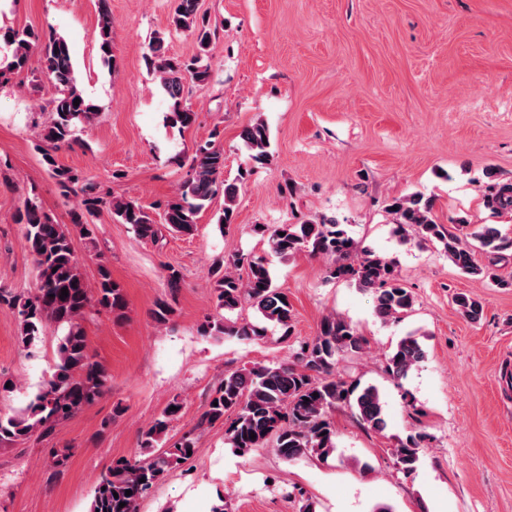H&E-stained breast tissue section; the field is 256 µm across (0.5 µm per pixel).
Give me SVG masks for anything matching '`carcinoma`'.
Here are the masks:
<instances>
[{
  "mask_svg": "<svg viewBox=\"0 0 512 512\" xmlns=\"http://www.w3.org/2000/svg\"><path fill=\"white\" fill-rule=\"evenodd\" d=\"M97 3L96 39L102 62L110 66L113 64L112 14L108 0H97ZM169 25L177 32L191 33L196 39L197 53L190 58L169 56L158 38L150 44L148 63L159 74L164 94L171 101V125L186 129L196 122L197 113L184 101L185 87L189 82L202 85L211 80L208 52L215 31L199 12V0H176ZM1 39L14 45V52L12 59L0 69V80L7 82L11 76L33 69L32 55L36 51V71L55 86L56 95L49 103L50 118L42 134L49 147L43 150L42 158L60 196L78 199L72 224L84 233V238L92 241L93 219L107 209L119 223L131 225L138 237L157 241L158 224L143 206L102 192L95 183L83 181L78 173L56 162L55 152L78 144L80 126L91 122L99 113V106L87 99L77 86L67 41L52 30L39 33L31 29L0 31ZM77 98L80 103L76 106ZM265 137H270V133L262 122L243 130L241 139L248 164L233 181L224 178V150L210 141L198 145L187 178L164 208V223L169 230L181 235L194 234L197 215L221 193L224 210L218 218L219 230L228 231L235 221L241 182L254 168L271 162L270 144L263 142ZM483 200L497 214L512 212V183L489 181ZM386 210L393 216L396 233L403 235L411 230L424 240L436 241L462 273L481 276L499 288H512V279H505L494 270L507 254H512V235L502 231L499 225L484 224L462 235L451 233L436 222L433 200L421 192L393 199ZM14 222L25 228V238L34 257L36 288L22 295L0 286V305L17 311L24 344L39 338L50 326L63 330V334L57 344L55 371L42 388L21 412L0 414V444L27 439L36 432L47 435L58 422L72 417L101 395L108 375L92 360L83 322L101 311L120 317L126 308L122 289L112 280L106 264L99 265L95 290L87 287L79 271L71 231L66 225L56 223L37 198L25 200ZM254 231L267 239V254H241L230 262V266L245 270L246 276L229 271L221 263L210 270L217 307L226 314L247 304L264 321L283 330V335H290L293 306L288 295L273 284L270 258L286 260L300 253L327 260L331 278L352 281L372 292L376 316L383 322L401 319L414 309V295L391 269L393 262L361 249L344 225L333 217H315L272 228L257 224ZM477 252L486 255L489 265L477 264ZM63 288L68 289V296L62 299ZM455 305L472 322L483 316L484 305L477 297L459 293ZM199 332L204 336L257 340L266 336L267 330L247 319L231 321L209 316L199 326ZM365 344L366 340L350 323L335 315L327 316L316 336L293 349L291 360L225 371L224 378L210 393L195 429L220 422L224 424L225 442L234 451L245 455L271 448L285 462L312 455L324 458L335 450L337 431L333 413L338 408L350 409L360 423L381 431L386 420L377 387L349 383L335 374L339 359L346 353H360ZM425 357L421 342L409 334L389 354L386 371L392 378L402 379ZM170 405L174 410L164 409L141 432L140 447L149 456L140 454L112 461L94 486L89 512H137L138 501L147 491L170 470L197 454V438L192 431L160 448L171 422L180 414L178 400H172ZM421 453L419 435L398 441L392 449L395 465L405 475L417 469ZM127 490L132 494L125 495Z\"/></svg>",
  "mask_w": 512,
  "mask_h": 512,
  "instance_id": "carcinoma-1",
  "label": "carcinoma"
}]
</instances>
